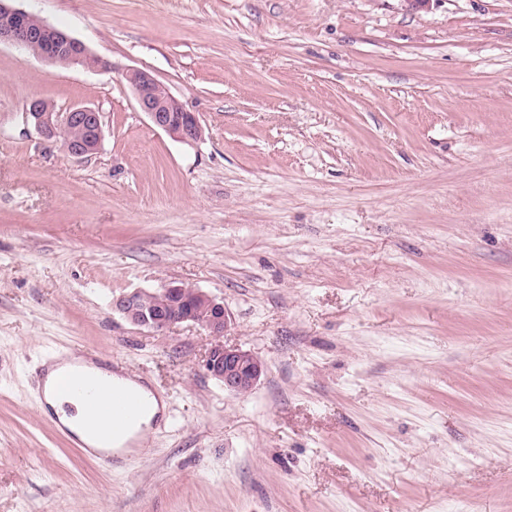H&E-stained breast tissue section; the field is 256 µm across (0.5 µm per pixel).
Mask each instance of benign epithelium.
<instances>
[{
  "mask_svg": "<svg viewBox=\"0 0 512 512\" xmlns=\"http://www.w3.org/2000/svg\"><path fill=\"white\" fill-rule=\"evenodd\" d=\"M18 46L42 61L55 65L58 58H68L66 65L111 71L113 65L93 55L80 40L51 26L40 17L15 8L11 0H0V43ZM123 77L134 100L151 124L186 143L203 137L198 117L187 111L149 72L128 69ZM26 123L45 140L64 137L63 147L75 159L87 158L99 149L103 136L100 112L89 106L55 109L40 97L31 98L26 106ZM185 285H165L153 292L132 291L112 302V309L135 326L164 332L183 323L204 328L215 343L208 350L204 368L224 385V390L245 395L253 391L265 372L264 363L251 351L239 346L228 347L221 338L228 325L224 302L198 289H192L197 308L182 307L187 301Z\"/></svg>",
  "mask_w": 512,
  "mask_h": 512,
  "instance_id": "benign-epithelium-1",
  "label": "benign epithelium"
}]
</instances>
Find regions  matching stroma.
<instances>
[{"mask_svg": "<svg viewBox=\"0 0 512 512\" xmlns=\"http://www.w3.org/2000/svg\"><path fill=\"white\" fill-rule=\"evenodd\" d=\"M113 71L0 45V512H512V0H15ZM149 71L203 140L155 128ZM102 114L90 158L24 118ZM190 285L266 365L113 312ZM147 374L168 417L100 467L42 364ZM132 90L134 100L151 124L186 143H196L203 137L198 117L187 111L148 71L128 69L122 73Z\"/></svg>", "mask_w": 512, "mask_h": 512, "instance_id": "1", "label": "stroma"}]
</instances>
